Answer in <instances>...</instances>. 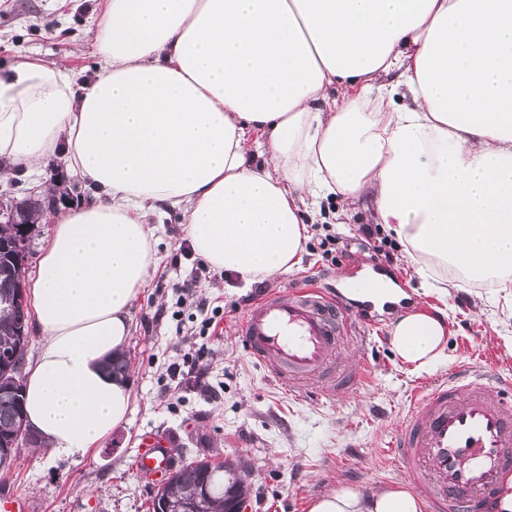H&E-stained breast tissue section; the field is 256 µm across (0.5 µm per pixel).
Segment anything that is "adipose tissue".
<instances>
[{"instance_id":"adipose-tissue-1","label":"adipose tissue","mask_w":512,"mask_h":512,"mask_svg":"<svg viewBox=\"0 0 512 512\" xmlns=\"http://www.w3.org/2000/svg\"><path fill=\"white\" fill-rule=\"evenodd\" d=\"M91 36L105 65L78 95L52 63L0 66V167L60 157L105 196L58 212L27 285L44 341L24 411L50 455L130 411L105 362L155 262L150 213L249 284L299 262L324 200L367 198L425 285L512 299V0H107ZM391 344L428 370L444 320L399 315ZM310 512L420 509L341 486Z\"/></svg>"}]
</instances>
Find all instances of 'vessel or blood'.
Instances as JSON below:
<instances>
[{
  "mask_svg": "<svg viewBox=\"0 0 512 512\" xmlns=\"http://www.w3.org/2000/svg\"><path fill=\"white\" fill-rule=\"evenodd\" d=\"M355 329L343 300L314 283L264 294L248 308L241 333L248 354L270 366L277 384L301 396L312 380L331 372L342 334ZM367 377L359 364L319 391L332 397ZM511 386L492 368L463 362L412 391L392 451L424 512H493L512 480V411L502 395ZM175 466L159 439L143 436L135 472L163 482Z\"/></svg>",
  "mask_w": 512,
  "mask_h": 512,
  "instance_id": "1",
  "label": "vessel or blood"
}]
</instances>
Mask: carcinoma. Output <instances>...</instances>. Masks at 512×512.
Here are the masks:
<instances>
[{"label": "carcinoma", "instance_id": "carcinoma-1", "mask_svg": "<svg viewBox=\"0 0 512 512\" xmlns=\"http://www.w3.org/2000/svg\"><path fill=\"white\" fill-rule=\"evenodd\" d=\"M19 269L0 259V300L10 297ZM25 310L0 307V471H9L18 460L13 437L24 418L22 408V377L15 372L18 362H25L27 341L19 335ZM230 475L202 460L181 465L167 488L172 499H189L202 486H208L211 499L209 512H224V495Z\"/></svg>", "mask_w": 512, "mask_h": 512}]
</instances>
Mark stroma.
Returning a JSON list of instances; mask_svg holds the SVG:
<instances>
[{
	"label": "stroma",
	"mask_w": 512,
	"mask_h": 512,
	"mask_svg": "<svg viewBox=\"0 0 512 512\" xmlns=\"http://www.w3.org/2000/svg\"><path fill=\"white\" fill-rule=\"evenodd\" d=\"M103 7L104 0H0V64L45 60L66 72L74 86L85 84L102 63L90 28ZM41 179L57 185L73 206L94 195L84 178L58 162ZM147 221L157 263L130 309L127 420L82 458L22 449L12 470L0 472V492L27 498L28 512H152L153 484L132 469L147 432L174 449L179 461H241L251 474L244 512H309L314 498L340 485L365 494L398 488L404 484L402 466L389 455L388 444L415 386L447 375L462 361L486 359L498 373L512 376V310L502 296L488 286L461 285L445 294L423 286L408 245L393 236L392 262L376 259L363 233L371 224L365 202L348 208L337 198L325 201L321 220L308 227L300 263L249 285L212 267L197 274L199 257L179 250L186 237L179 213L156 212ZM328 233L336 236L332 260L319 249ZM364 266L402 293L399 303L380 310L347 301L367 341L345 338L338 358H361L368 380L333 398L288 395L244 349L240 329L247 308L268 290L311 282L344 295ZM192 277L198 280L193 298L179 303L172 285ZM201 299L223 310L219 336L192 331ZM411 312L446 316L447 357L425 372H413L390 344L394 320ZM188 353L201 356L218 399L167 376V365Z\"/></svg>",
	"instance_id": "1"
}]
</instances>
